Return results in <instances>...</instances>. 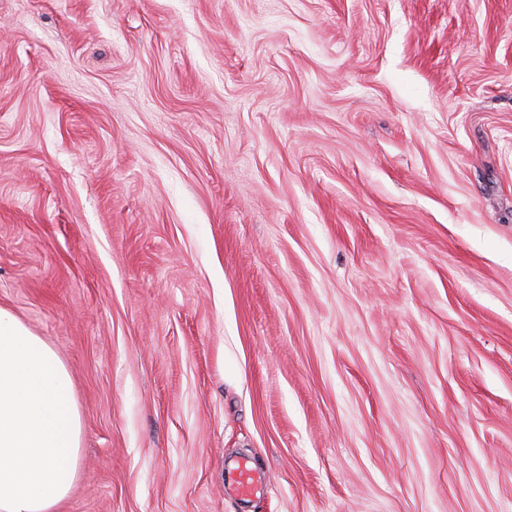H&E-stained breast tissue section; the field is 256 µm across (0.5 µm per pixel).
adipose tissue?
Wrapping results in <instances>:
<instances>
[{
  "mask_svg": "<svg viewBox=\"0 0 512 512\" xmlns=\"http://www.w3.org/2000/svg\"><path fill=\"white\" fill-rule=\"evenodd\" d=\"M80 435L65 365L0 309V512H57L76 480Z\"/></svg>",
  "mask_w": 512,
  "mask_h": 512,
  "instance_id": "1",
  "label": "adipose tissue"
}]
</instances>
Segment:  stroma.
I'll return each instance as SVG.
<instances>
[{
  "instance_id": "35a3bbf8",
  "label": "stroma",
  "mask_w": 512,
  "mask_h": 512,
  "mask_svg": "<svg viewBox=\"0 0 512 512\" xmlns=\"http://www.w3.org/2000/svg\"><path fill=\"white\" fill-rule=\"evenodd\" d=\"M0 307L59 512H512V0H0ZM80 435L65 365L0 308V512H57L76 480ZM235 480L238 491L242 496H252L261 488L259 479L245 461L238 464Z\"/></svg>"
}]
</instances>
